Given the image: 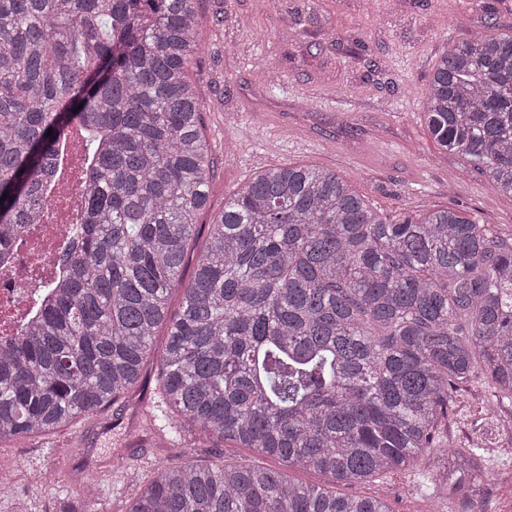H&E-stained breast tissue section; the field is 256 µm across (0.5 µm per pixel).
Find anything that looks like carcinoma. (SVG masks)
Masks as SVG:
<instances>
[{
  "label": "carcinoma",
  "instance_id": "cac0c4a2",
  "mask_svg": "<svg viewBox=\"0 0 512 512\" xmlns=\"http://www.w3.org/2000/svg\"><path fill=\"white\" fill-rule=\"evenodd\" d=\"M200 0H0V247L39 221L73 126L88 168L81 219L44 306L0 337V442L66 427L134 386L160 325L156 434L183 420L340 482L407 470L436 447L459 385L512 402V238L453 209L387 221L334 170L263 171L224 199L194 277L211 158L188 76ZM436 144L512 196V37L446 41L422 94ZM53 132H48V129ZM6 199H1V196ZM183 287L179 311L169 293ZM481 447L448 512H493ZM83 512H100L88 484ZM130 512H391L266 467L161 464Z\"/></svg>",
  "mask_w": 512,
  "mask_h": 512
}]
</instances>
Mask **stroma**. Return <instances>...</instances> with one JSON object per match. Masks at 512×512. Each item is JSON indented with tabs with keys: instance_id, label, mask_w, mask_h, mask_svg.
I'll return each instance as SVG.
<instances>
[{
	"instance_id": "obj_1",
	"label": "stroma",
	"mask_w": 512,
	"mask_h": 512,
	"mask_svg": "<svg viewBox=\"0 0 512 512\" xmlns=\"http://www.w3.org/2000/svg\"><path fill=\"white\" fill-rule=\"evenodd\" d=\"M200 0L203 48L190 65L210 145L211 224L224 200L257 172L310 165L335 170L384 218L451 208L495 234L512 236V197L493 191L464 157L438 150L426 130L421 94L446 40L461 41L491 20L512 35V0ZM227 25L213 22L215 15ZM158 398L148 367L125 398L88 419L16 443H0L12 484L0 512H75L67 488L44 490L46 470H83L102 512H129L161 461L283 469L280 460L228 445L159 443L141 422ZM482 382L463 385L439 426L445 449L481 435L496 512H512V406L486 414ZM292 480L345 495L382 498L392 512H431L432 468L392 472L365 483L290 470Z\"/></svg>"
}]
</instances>
